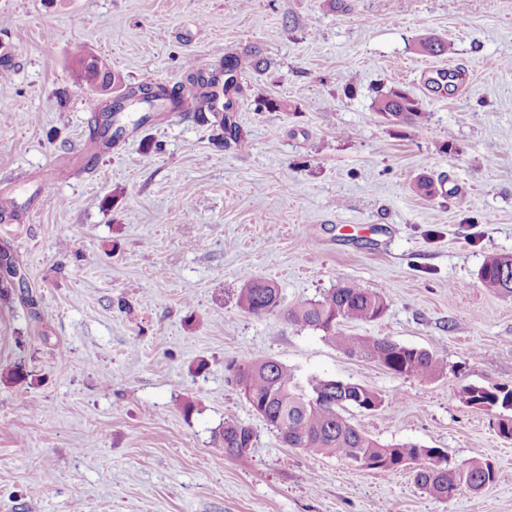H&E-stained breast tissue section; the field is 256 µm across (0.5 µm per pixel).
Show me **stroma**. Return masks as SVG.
Wrapping results in <instances>:
<instances>
[{
    "label": "stroma",
    "mask_w": 512,
    "mask_h": 512,
    "mask_svg": "<svg viewBox=\"0 0 512 512\" xmlns=\"http://www.w3.org/2000/svg\"><path fill=\"white\" fill-rule=\"evenodd\" d=\"M425 37L451 55L421 53ZM78 45L129 85L239 57L246 148L186 112L97 148ZM3 52L0 195L18 208L0 244L32 302L0 301V512H512V440L461 394L512 386V297L477 276L512 254V0H0ZM448 64L458 91L430 96L427 69ZM391 89L423 126L374 112ZM247 272L287 306L347 281L383 292L381 320L342 332L429 350L443 374L397 376L244 312ZM263 358L374 389L384 404L349 409L357 427L490 461L495 485L443 501L409 472L283 446L228 380ZM17 366L31 380H7ZM228 417L254 432L244 456L215 442Z\"/></svg>",
    "instance_id": "obj_1"
}]
</instances>
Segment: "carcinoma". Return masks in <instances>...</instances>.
Returning a JSON list of instances; mask_svg holds the SVG:
<instances>
[{"label":"carcinoma","mask_w":512,"mask_h":512,"mask_svg":"<svg viewBox=\"0 0 512 512\" xmlns=\"http://www.w3.org/2000/svg\"><path fill=\"white\" fill-rule=\"evenodd\" d=\"M420 48L432 56L451 51L450 44L438 38L421 40ZM72 63L81 83L93 91L122 83L107 60L82 48L74 50ZM187 68L184 83L170 87L146 79L127 87L108 113L112 121L101 129L92 128V140L105 146L119 140L125 133L126 112L140 113L135 120V125L140 126L151 121L156 112H182L187 100L202 98L209 106L197 111L198 120L208 122L205 112H211L222 131V142L243 146L245 135L231 115L234 95L241 92L233 76L237 59H225L219 72L193 62ZM374 111L395 123L418 125L422 120L415 101L395 89L374 100ZM243 279L239 305L251 315L265 316L279 310L288 323L320 330L328 342L348 356L372 361L395 375L427 379L444 370L439 357L428 350L401 345L385 336H351L336 330L342 322L380 320L387 310L386 298L380 291L345 282L320 300L285 307L274 282L253 274H246ZM478 279L484 287L511 297L512 255L489 257L480 267ZM228 371L234 373L236 385L251 408L277 432H286L282 442L290 448L335 457L346 464L354 462L377 473L408 468L420 489L436 499L452 498L463 488L478 494L496 482V469L488 461L452 464L440 448H423L414 443L384 444L363 432L343 412L349 407L365 411L382 407V397L365 385L334 379H314L304 385L287 365L273 359L232 362ZM462 394L471 406L512 411V388L466 385ZM216 438L224 453L241 456V449L252 447L254 432L243 421L226 418Z\"/></svg>","instance_id":"carcinoma-1"}]
</instances>
